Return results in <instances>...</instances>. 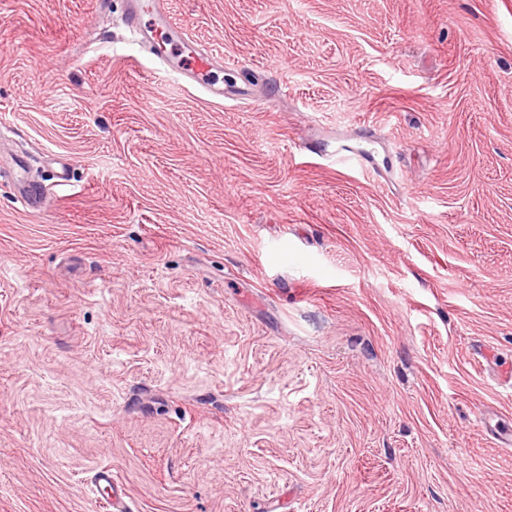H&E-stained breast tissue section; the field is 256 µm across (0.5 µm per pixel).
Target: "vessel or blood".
Returning a JSON list of instances; mask_svg holds the SVG:
<instances>
[{"label": "vessel or blood", "mask_w": 512, "mask_h": 512, "mask_svg": "<svg viewBox=\"0 0 512 512\" xmlns=\"http://www.w3.org/2000/svg\"><path fill=\"white\" fill-rule=\"evenodd\" d=\"M126 20L144 41L156 46L159 62L171 66L186 85L201 87L219 101L226 98V91L212 74L211 53L202 51L169 17L165 0H126ZM14 191L17 200L32 213L44 211L51 196L46 186L23 177L15 182ZM97 485L104 494L100 503L103 512H128L126 492L110 472H100Z\"/></svg>", "instance_id": "1"}]
</instances>
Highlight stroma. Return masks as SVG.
<instances>
[{"label":"stroma","mask_w":512,"mask_h":512,"mask_svg":"<svg viewBox=\"0 0 512 512\" xmlns=\"http://www.w3.org/2000/svg\"><path fill=\"white\" fill-rule=\"evenodd\" d=\"M167 4L0 0V512H512V0ZM147 14L152 23L143 27L142 19ZM126 20L144 41L156 46L159 62L170 65L186 85L201 87L219 101L228 98L227 91L217 86L218 78L212 75L213 53L203 52L183 27L169 17L164 0H126ZM20 163H24V158L20 157L16 164L19 171V179L14 182V191L17 200L31 213H40L44 211L47 202L51 196L49 189L40 184L28 181L23 175V168ZM96 485L104 494L100 503L101 510L106 512H128L125 489L112 477V473L108 471L100 472Z\"/></svg>","instance_id":"1"}]
</instances>
